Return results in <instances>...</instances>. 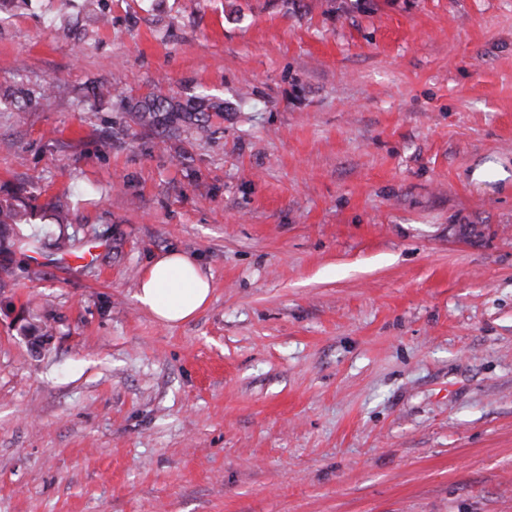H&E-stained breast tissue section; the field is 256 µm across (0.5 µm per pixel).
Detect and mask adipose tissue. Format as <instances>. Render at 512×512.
Returning a JSON list of instances; mask_svg holds the SVG:
<instances>
[{"mask_svg": "<svg viewBox=\"0 0 512 512\" xmlns=\"http://www.w3.org/2000/svg\"><path fill=\"white\" fill-rule=\"evenodd\" d=\"M212 282L188 256L170 250L155 257L135 295L157 321L174 326L193 319L209 302Z\"/></svg>", "mask_w": 512, "mask_h": 512, "instance_id": "ef3b65f1", "label": "adipose tissue"}]
</instances>
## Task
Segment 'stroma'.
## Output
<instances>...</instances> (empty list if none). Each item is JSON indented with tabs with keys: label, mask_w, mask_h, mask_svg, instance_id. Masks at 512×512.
<instances>
[{
	"label": "stroma",
	"mask_w": 512,
	"mask_h": 512,
	"mask_svg": "<svg viewBox=\"0 0 512 512\" xmlns=\"http://www.w3.org/2000/svg\"><path fill=\"white\" fill-rule=\"evenodd\" d=\"M497 158L512 0H0V512H512ZM205 97L200 98V102L196 107L184 108L181 105H174L165 99L145 98L135 105V114L142 125L152 126L160 121L163 116L169 123L174 124L178 121L192 120L197 122H206L210 118V114L205 111ZM164 112V113H163ZM510 173L506 167L500 162L485 163L477 166L470 173V180L481 188H485L487 184L500 181H507ZM27 208V205L0 200V238L2 237L3 229H6L9 224H19L26 218L28 214ZM212 282L200 267L178 250L155 257L141 274L135 295L139 305L163 325L193 319L209 302Z\"/></svg>",
	"instance_id": "obj_1"
}]
</instances>
